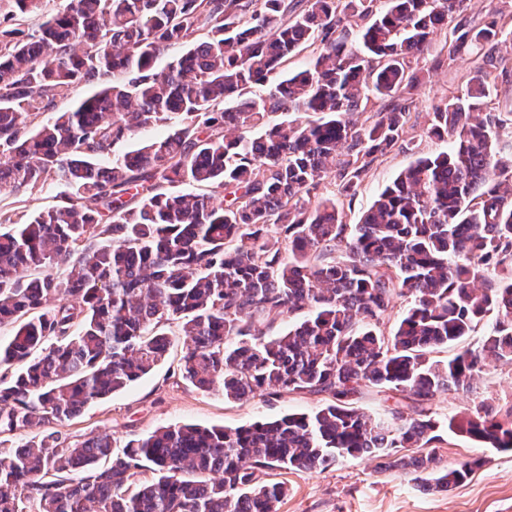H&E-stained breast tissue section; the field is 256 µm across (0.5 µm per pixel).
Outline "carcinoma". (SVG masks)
<instances>
[{"mask_svg": "<svg viewBox=\"0 0 512 512\" xmlns=\"http://www.w3.org/2000/svg\"><path fill=\"white\" fill-rule=\"evenodd\" d=\"M43 2L0 0V192L67 188L0 214V512H278L288 489L272 469L370 454L446 491L486 463L438 467L448 431L512 452V405L458 422L431 408L486 360L512 363V164L498 150L512 107L489 104L512 13L494 0L480 20L466 0ZM447 28L448 59L482 61L427 113L424 134L448 148L345 223L317 196L324 177L352 199L378 157L416 148L419 62ZM309 47L310 66L288 71ZM79 85L94 92L40 120ZM276 112L295 117L269 123ZM167 324L198 390L324 403L245 427L171 424L121 448L62 432L167 359ZM479 327L477 348L434 357ZM366 388L388 392V414L362 410ZM64 190L65 187L62 184L48 181L44 186H39L31 195L26 194L22 198L25 202L18 204L22 207L20 211L26 213L35 209L50 207L58 200L57 195Z\"/></svg>", "mask_w": 512, "mask_h": 512, "instance_id": "1", "label": "carcinoma"}]
</instances>
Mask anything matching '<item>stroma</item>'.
<instances>
[{
    "mask_svg": "<svg viewBox=\"0 0 512 512\" xmlns=\"http://www.w3.org/2000/svg\"><path fill=\"white\" fill-rule=\"evenodd\" d=\"M475 64V56L463 54L431 70L416 112L427 114L439 98L460 89ZM416 153L395 150L379 157L354 198L337 196L330 176L323 180L319 193L335 197L346 223H358L385 186L415 161ZM181 350V345H174L168 360L150 375L89 406L64 426V433L82 438L107 432L121 445L171 423L235 428L288 412L308 413L323 402L322 397L309 394L225 402L222 393L201 392L176 375ZM483 401L496 406L512 403L511 364L489 362L471 391L440 394L432 409L443 418H466ZM478 454L486 457V464L447 491L426 490L411 476L384 469L378 459L367 456L343 458L315 472L275 469L268 477L288 487L278 512H512V453L481 450L467 437L452 433L437 451L438 465L452 467Z\"/></svg>",
    "mask_w": 512,
    "mask_h": 512,
    "instance_id": "35a3bbf8",
    "label": "stroma"
}]
</instances>
